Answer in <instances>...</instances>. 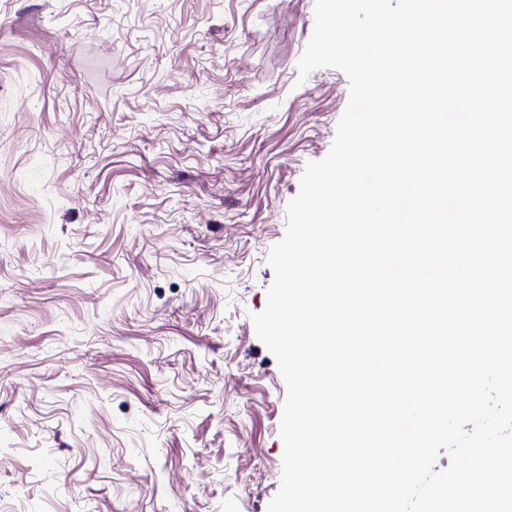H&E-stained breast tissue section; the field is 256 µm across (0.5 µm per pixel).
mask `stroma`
<instances>
[{
	"mask_svg": "<svg viewBox=\"0 0 512 512\" xmlns=\"http://www.w3.org/2000/svg\"><path fill=\"white\" fill-rule=\"evenodd\" d=\"M315 0H0V507L268 512L251 316L350 82Z\"/></svg>",
	"mask_w": 512,
	"mask_h": 512,
	"instance_id": "obj_1",
	"label": "stroma"
}]
</instances>
